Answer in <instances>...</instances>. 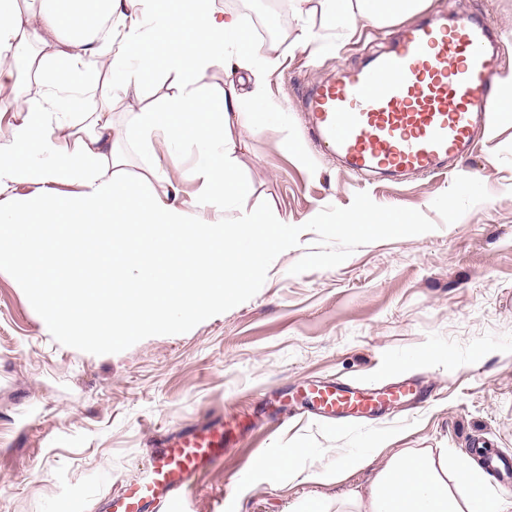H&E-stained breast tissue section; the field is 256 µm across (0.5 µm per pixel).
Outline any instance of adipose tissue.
<instances>
[{
	"mask_svg": "<svg viewBox=\"0 0 512 512\" xmlns=\"http://www.w3.org/2000/svg\"><path fill=\"white\" fill-rule=\"evenodd\" d=\"M426 2L298 0L301 10H319L328 28L349 36L369 23L414 15ZM251 28V16L218 18L209 0H0V114L18 115L0 141V188H37L28 199L0 200V260L26 273L45 324L81 336L93 317L113 343L163 322L178 326L247 287L261 257L287 245V219L262 211L226 224L186 219L188 208L220 212L249 194L237 175V135L280 118L242 105L244 87L261 79ZM160 31L176 36L163 55L147 47ZM215 66L226 79L223 94L211 98L200 93L199 81ZM106 68L113 93L127 98L139 96L156 73L173 75L174 91L161 111L139 113L131 135L141 144L160 141L170 154L193 135L197 151L187 176L202 186L191 204L167 189L143 193L115 182L110 169L121 159L112 150L109 109H98L96 128L68 145L65 126L50 121L56 99L19 101L20 71L91 88ZM68 185L76 193H65ZM413 225L409 213L363 207L336 231L370 235L384 226L402 236ZM162 267L169 272L163 280ZM311 455L308 448L272 451L251 471L299 479ZM369 468L374 474L365 488H345ZM322 481L339 485V498L357 512H512V502L487 493L488 476L473 459L444 448L392 450L384 438L371 448L337 450Z\"/></svg>",
	"mask_w": 512,
	"mask_h": 512,
	"instance_id": "adipose-tissue-1",
	"label": "adipose tissue"
}]
</instances>
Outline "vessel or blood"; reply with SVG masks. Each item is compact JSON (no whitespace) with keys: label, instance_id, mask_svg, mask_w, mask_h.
<instances>
[{"label":"vessel or blood","instance_id":"b4317fda","mask_svg":"<svg viewBox=\"0 0 512 512\" xmlns=\"http://www.w3.org/2000/svg\"><path fill=\"white\" fill-rule=\"evenodd\" d=\"M497 67L488 20H419L388 48L306 90L307 133L356 172L435 173L469 149L492 105ZM305 394L320 415L343 419L373 411L384 392L336 384ZM229 442L220 420L175 435L157 432L140 475L107 498L103 512H177Z\"/></svg>","mask_w":512,"mask_h":512}]
</instances>
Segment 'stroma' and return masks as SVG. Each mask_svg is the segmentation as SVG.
I'll return each instance as SVG.
<instances>
[{"label":"stroma","mask_w":512,"mask_h":512,"mask_svg":"<svg viewBox=\"0 0 512 512\" xmlns=\"http://www.w3.org/2000/svg\"><path fill=\"white\" fill-rule=\"evenodd\" d=\"M217 16L251 12L282 36L259 39L264 77L249 111L287 107L279 124L242 131L239 174L251 195L225 219L262 210L288 218V245L264 256L250 287L178 328H156L111 345L99 336L46 328L25 276L0 263V512H99L102 497L137 477L155 431L224 418L233 446L209 469L183 512H289L336 488L251 474L271 450L368 448L394 434L397 448L469 454L485 445L512 457V113H490L473 151L442 173L360 175L308 141L299 98L315 80L359 64L395 25L303 46L295 0H212ZM457 10L491 21L500 75L512 73V0H430L426 14ZM29 97H54L72 128L95 115L79 86L23 76ZM170 80L158 74L136 98L113 100L112 125L160 107ZM296 141L299 154L284 144ZM119 183L154 186L155 153L114 141ZM368 206L414 218L340 236L344 216ZM204 211V218L216 219ZM307 381L376 389L414 383L433 390L421 407L399 401L383 416L344 426L306 415L294 390Z\"/></svg>","instance_id":"obj_1"}]
</instances>
